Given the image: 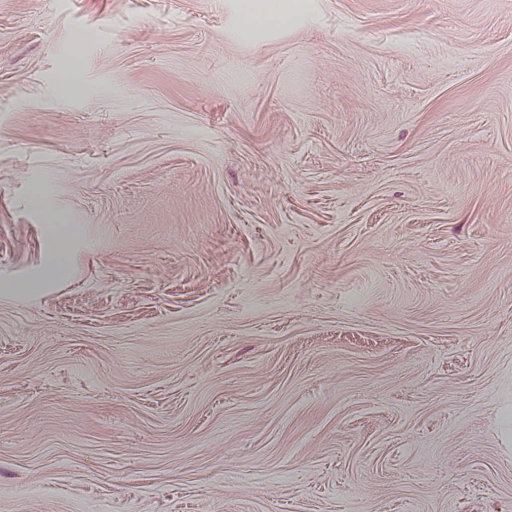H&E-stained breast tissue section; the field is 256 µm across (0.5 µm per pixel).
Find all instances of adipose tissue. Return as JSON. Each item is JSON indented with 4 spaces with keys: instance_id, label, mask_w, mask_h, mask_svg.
<instances>
[{
    "instance_id": "ef3b65f1",
    "label": "adipose tissue",
    "mask_w": 512,
    "mask_h": 512,
    "mask_svg": "<svg viewBox=\"0 0 512 512\" xmlns=\"http://www.w3.org/2000/svg\"><path fill=\"white\" fill-rule=\"evenodd\" d=\"M311 12L309 0H237V26L242 35L292 30Z\"/></svg>"
}]
</instances>
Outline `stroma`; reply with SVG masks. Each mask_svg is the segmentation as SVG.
I'll return each mask as SVG.
<instances>
[{
    "mask_svg": "<svg viewBox=\"0 0 512 512\" xmlns=\"http://www.w3.org/2000/svg\"><path fill=\"white\" fill-rule=\"evenodd\" d=\"M311 2L0 0V512H512V0ZM237 26L244 36L259 31L293 30L311 12L309 0H236ZM68 250L64 247H56L51 271L39 280L28 281L22 284H5L1 288V294L6 296H29L41 294L51 285V280L62 275L67 265Z\"/></svg>",
    "mask_w": 512,
    "mask_h": 512,
    "instance_id": "35a3bbf8",
    "label": "stroma"
}]
</instances>
